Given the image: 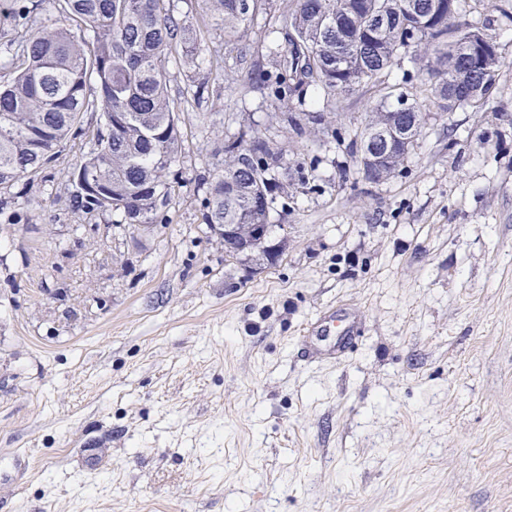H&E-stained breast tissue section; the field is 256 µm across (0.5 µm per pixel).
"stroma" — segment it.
<instances>
[{
  "label": "stroma",
  "mask_w": 512,
  "mask_h": 512,
  "mask_svg": "<svg viewBox=\"0 0 512 512\" xmlns=\"http://www.w3.org/2000/svg\"><path fill=\"white\" fill-rule=\"evenodd\" d=\"M503 66L477 110L426 107L379 183L353 140L384 93L276 99L223 79L208 27L191 66L167 223L72 212L70 137L0 185V512H512V0H463ZM334 113L333 131L272 124ZM288 165L273 260L225 256L205 182L239 124ZM361 327L304 328L334 310Z\"/></svg>",
  "instance_id": "1"
}]
</instances>
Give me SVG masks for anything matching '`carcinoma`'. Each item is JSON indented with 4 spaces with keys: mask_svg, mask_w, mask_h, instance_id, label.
<instances>
[{
    "mask_svg": "<svg viewBox=\"0 0 512 512\" xmlns=\"http://www.w3.org/2000/svg\"><path fill=\"white\" fill-rule=\"evenodd\" d=\"M179 0H60L59 21L30 28L34 8L0 13V37L8 55L0 70L13 74L0 84V185L30 179L63 141L82 128L85 113L98 110L107 135L94 134L93 149L72 171L79 181L72 209L85 213L103 203L121 224L166 221L174 181L170 168L182 153L177 108L168 94V63L193 64L197 20L179 11ZM202 0V20L224 29V46L241 63L265 48L255 64L266 87L280 99L298 89L342 96L366 84L387 90L397 105L372 112L363 133L406 125L408 137L382 161L358 162L364 179L377 183L398 174L421 136L422 106L394 94L392 69L407 57L420 65L432 97L450 111L482 108L501 68L493 38L465 18L462 0ZM263 11L275 18L262 42L250 24ZM284 34L287 52L273 47ZM99 89L86 95L88 79ZM277 157L261 138L260 124L224 139V169L206 182L205 224L212 231L233 225L232 257L257 252L249 225L268 223L263 200L284 191L273 171Z\"/></svg>",
    "mask_w": 512,
    "mask_h": 512,
    "instance_id": "obj_1",
    "label": "carcinoma"
}]
</instances>
